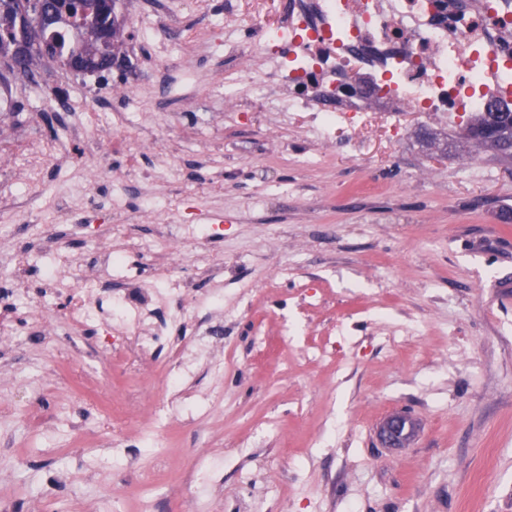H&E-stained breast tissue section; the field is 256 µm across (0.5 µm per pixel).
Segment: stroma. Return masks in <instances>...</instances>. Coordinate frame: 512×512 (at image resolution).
I'll use <instances>...</instances> for the list:
<instances>
[{
    "mask_svg": "<svg viewBox=\"0 0 512 512\" xmlns=\"http://www.w3.org/2000/svg\"><path fill=\"white\" fill-rule=\"evenodd\" d=\"M282 3L119 0L128 36L120 65L83 76L54 60L37 65L51 88L81 80L108 96L115 81L133 83L127 135L147 146L164 134L184 169L167 183L142 178L153 214L128 207L102 241L129 251L196 213L213 227L188 263L224 270L195 285L204 312L224 306V341L211 348L224 369L200 370L182 387L190 398L161 432L155 512H191L193 486L207 512H512V222L501 220L512 214V175L474 156L461 133L425 139L412 112L393 116L401 144L376 126L339 129L323 145L302 119L277 112L186 124L188 103L158 104L141 79L158 61L135 33L155 14L183 33L184 56L169 69L197 62L205 91L237 76L218 48L225 29L245 30L256 14L274 21ZM13 94L0 163H31L25 183L0 180V502L15 512H52L57 502L96 512L105 490L124 483V512H140L136 474L114 464L112 439L124 437L138 466L150 465L167 347L96 360L98 334L67 337L69 302L43 299L40 270L49 242L73 257L88 248L86 228L62 223L56 204L76 194L89 159L121 173L126 165L107 152L81 97L65 118L86 127V142L56 162L38 97L23 81ZM187 141L197 153L182 154ZM206 173L214 181L204 190L196 178ZM277 185L288 194L273 195ZM19 197L37 210L31 222L16 214ZM15 286L29 308L3 296ZM44 317L57 332L35 337ZM407 320L419 332L392 352L384 338ZM397 413L409 417L410 436L390 447L381 427Z\"/></svg>",
    "mask_w": 512,
    "mask_h": 512,
    "instance_id": "obj_1",
    "label": "stroma"
}]
</instances>
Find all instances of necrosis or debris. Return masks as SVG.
<instances>
[{"instance_id":"1","label":"necrosis or debris","mask_w":512,"mask_h":512,"mask_svg":"<svg viewBox=\"0 0 512 512\" xmlns=\"http://www.w3.org/2000/svg\"><path fill=\"white\" fill-rule=\"evenodd\" d=\"M253 23L257 34L251 43L224 41L226 55L254 60L241 80L202 94L183 68L156 75L161 99L194 102L210 119L216 105L246 96L267 112L305 115L308 133L321 143L332 142L337 127L360 130L391 112L444 118L453 127L478 113L512 111V0H451L443 9L435 0H287L277 23L259 15ZM122 108V97L98 100L108 141L134 160L141 147L125 135ZM108 178V168H101L96 180L85 183L82 197L60 202L61 213L93 227L113 206L98 193ZM187 245L178 234L165 243L178 261L166 289L151 299L128 288L121 306L113 305L111 272L132 265L109 252L101 255L97 275L72 285L61 261L51 259L46 290H70L72 331L98 327L107 338L102 351L108 357L129 337L145 333L158 341L173 325L187 322L195 308L186 292ZM197 330L196 342L171 345L165 390L183 384L210 341L224 336L220 321H199Z\"/></svg>"}]
</instances>
